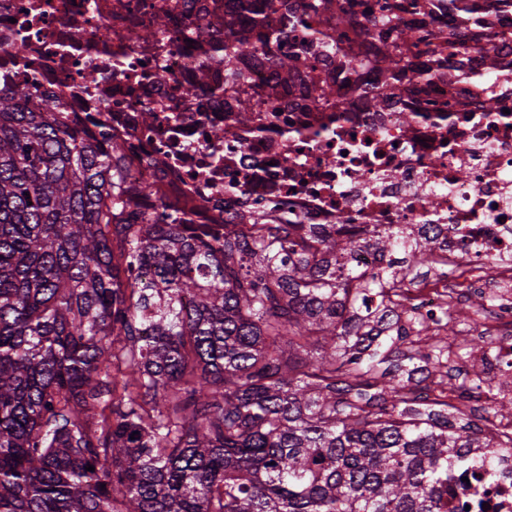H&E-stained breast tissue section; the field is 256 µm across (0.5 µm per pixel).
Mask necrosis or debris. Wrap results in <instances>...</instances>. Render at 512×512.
<instances>
[{
  "instance_id": "necrosis-or-debris-1",
  "label": "necrosis or debris",
  "mask_w": 512,
  "mask_h": 512,
  "mask_svg": "<svg viewBox=\"0 0 512 512\" xmlns=\"http://www.w3.org/2000/svg\"><path fill=\"white\" fill-rule=\"evenodd\" d=\"M224 0H0V87L30 85L71 121L126 144L127 187L154 180L144 210L176 208L184 223L222 231L226 222L268 215L279 224H385L447 230L449 260L464 259L483 281L512 263V14L495 19L508 71L487 76L478 53L435 78L417 109L465 110L443 121L410 117L401 104L369 110L342 91L337 105L299 110L265 104L232 139L223 103L194 88L203 8ZM168 17L154 46L140 35ZM496 111L485 108L488 95ZM154 118L144 123V109ZM501 469L454 477L451 512H512V447Z\"/></svg>"
}]
</instances>
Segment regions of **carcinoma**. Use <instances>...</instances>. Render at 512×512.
Returning <instances> with one entry per match:
<instances>
[{
  "mask_svg": "<svg viewBox=\"0 0 512 512\" xmlns=\"http://www.w3.org/2000/svg\"><path fill=\"white\" fill-rule=\"evenodd\" d=\"M268 2L224 0L195 64L196 85L239 121L284 93L338 96L308 53L330 47L327 18L344 39L336 73L379 111L472 48L497 73L486 17L512 8L448 0L475 22L467 42L406 21L414 2L385 0L368 26L342 0L277 19ZM299 28L312 42L291 37ZM415 54L431 65L413 69ZM258 69L270 73L260 88ZM31 96L0 88V512H448L456 471L494 470L492 432L450 420L456 387L420 388L448 357L421 345L434 324L399 290L448 265L434 239L264 217L215 234L143 213L156 184L124 186V143ZM360 248L384 267L354 268ZM485 413L512 417V400Z\"/></svg>",
  "mask_w": 512,
  "mask_h": 512,
  "instance_id": "1",
  "label": "carcinoma"
}]
</instances>
